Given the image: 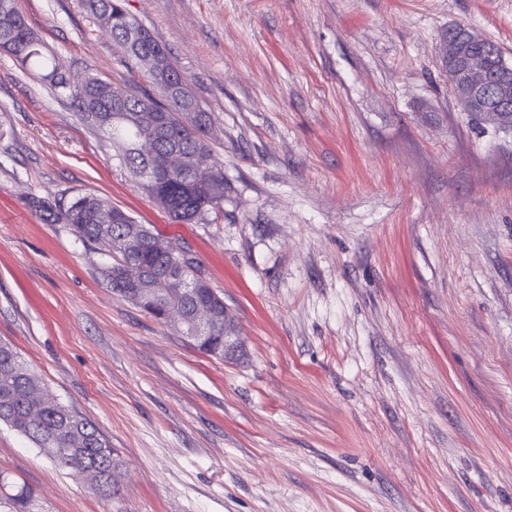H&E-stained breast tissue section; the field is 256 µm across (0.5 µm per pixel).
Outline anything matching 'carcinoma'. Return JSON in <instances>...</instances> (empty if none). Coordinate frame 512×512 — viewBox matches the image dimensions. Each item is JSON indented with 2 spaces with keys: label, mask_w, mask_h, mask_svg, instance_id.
<instances>
[{
  "label": "carcinoma",
  "mask_w": 512,
  "mask_h": 512,
  "mask_svg": "<svg viewBox=\"0 0 512 512\" xmlns=\"http://www.w3.org/2000/svg\"><path fill=\"white\" fill-rule=\"evenodd\" d=\"M86 7L95 18L98 28L112 40L125 47L124 63H135L142 52L168 53L148 28L130 15L122 0H86ZM137 28L139 48L127 43L128 31ZM495 43L482 38L455 39L451 44L441 43L444 66L464 64L467 58L479 56L487 63V71L494 72L492 48ZM0 51L13 55L20 67L37 75L42 81L67 90L81 110L84 121L103 132L112 141L120 165L127 169L138 185L148 180L147 171L155 159L144 157L140 143L155 139L156 155H165L173 149L186 157L191 165L203 166L211 172V184L204 190L192 180V169L176 168L155 185L149 197L176 223H196L210 210L224 204V168L215 159L208 143L211 127L209 113L205 112L189 87H184L181 100L172 98L166 83L147 77L150 88L138 83L116 85L94 74H86L79 83L71 84L64 77L60 60L42 43L27 25L17 6V0H0ZM463 111L480 119L501 118L506 127H512V101L497 104L491 95H482L477 101L469 96L457 97ZM150 106L166 114V133L158 135L149 122ZM29 207L51 224H66L77 239L97 246L110 258L102 269L108 288L132 303H137L130 287L129 272L138 273V287L151 293V299L139 305L146 314L159 322L167 321L175 312L187 316L197 310L209 314L207 340L200 351L215 358H224V298L211 287L203 276L197 256L183 268L195 287L182 295H169L161 283L173 260L191 250L178 240H172L174 251L162 253L153 242L155 233L146 225L137 223L120 207L97 195H82L65 208L56 206L48 197H31ZM112 209L115 221L108 226L97 223V212ZM0 422L17 431L41 450L57 448L51 456L58 467L92 470L106 478L110 493L119 491L120 461L110 440L87 418L63 404L48 389L42 379L22 360L16 348L0 341Z\"/></svg>",
  "instance_id": "obj_1"
}]
</instances>
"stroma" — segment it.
Wrapping results in <instances>:
<instances>
[{
  "mask_svg": "<svg viewBox=\"0 0 512 512\" xmlns=\"http://www.w3.org/2000/svg\"><path fill=\"white\" fill-rule=\"evenodd\" d=\"M66 67L132 74L83 0H17ZM171 52L224 204L171 222L66 90L0 52V340L122 461L94 493L0 423L30 512H512V129L459 106L440 38L512 64V0H126ZM184 242L239 326L224 361L106 288L33 195Z\"/></svg>",
  "mask_w": 512,
  "mask_h": 512,
  "instance_id": "obj_1",
  "label": "stroma"
}]
</instances>
